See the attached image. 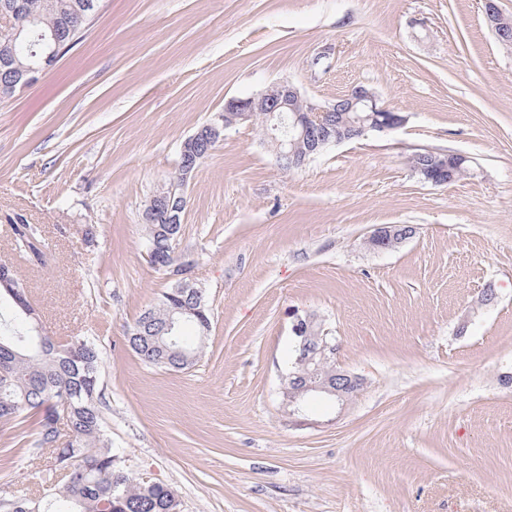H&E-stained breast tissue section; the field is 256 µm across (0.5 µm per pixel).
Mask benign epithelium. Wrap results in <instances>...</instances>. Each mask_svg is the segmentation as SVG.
Returning <instances> with one entry per match:
<instances>
[{
	"label": "benign epithelium",
	"instance_id": "1",
	"mask_svg": "<svg viewBox=\"0 0 512 512\" xmlns=\"http://www.w3.org/2000/svg\"><path fill=\"white\" fill-rule=\"evenodd\" d=\"M484 12L488 25L498 42L512 46V19L503 15L497 0H484ZM41 68H18L10 81L8 90L14 92L34 84ZM350 112H368L371 127L388 133L401 127L406 117L397 110L380 103L376 93L364 86L353 88L330 105H321L304 98L299 89L288 81L272 84L260 93L246 98L232 99L224 106V113L218 120L206 123L199 131L188 137L182 145L187 162L182 168L179 184L163 188L156 196V205L144 211V221L156 224L170 220L175 207L172 200L175 191L185 187L196 171L195 158L203 149L212 147L224 139V132L243 122L252 121L259 115L266 121L263 143L273 152L276 159L288 160L290 166L299 168L309 160V155L334 137L333 144L359 137L367 130L364 121L354 122L348 118ZM467 159L456 153L427 152L423 163L416 170L423 180L433 185H445L456 178L457 171ZM415 228L401 229L398 225L377 227L365 238V244L376 250H391L413 237ZM194 265L193 259L184 255L173 269L177 283L191 289V294L199 296L194 282L188 277ZM316 318L312 315L298 316L292 323L291 332L297 340L296 363L305 366L317 355L335 353V345L323 336L312 337ZM362 379L349 371L338 368L331 378L305 386L301 391L293 389L291 376H283L284 396L289 414L297 417L308 416L307 399L302 393L318 391L327 396L336 407H342L357 396Z\"/></svg>",
	"mask_w": 512,
	"mask_h": 512
}]
</instances>
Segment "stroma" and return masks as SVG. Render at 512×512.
Listing matches in <instances>:
<instances>
[{
  "label": "stroma",
  "instance_id": "35a3bbf8",
  "mask_svg": "<svg viewBox=\"0 0 512 512\" xmlns=\"http://www.w3.org/2000/svg\"><path fill=\"white\" fill-rule=\"evenodd\" d=\"M278 81L323 105L363 86L407 121L290 171L259 124L228 129L186 186L177 246L211 331L190 369L147 365L125 336L171 280L145 201L185 138ZM424 150L469 170L426 183ZM20 219L39 255L15 250ZM392 224L416 233L367 250ZM0 262L50 334L100 345L112 445L182 512H512V47L483 0H104L0 99ZM306 314L364 383L300 422L282 377ZM42 492L35 466L0 460V499Z\"/></svg>",
  "mask_w": 512,
  "mask_h": 512
}]
</instances>
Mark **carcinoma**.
<instances>
[{"label":"carcinoma","instance_id":"1","mask_svg":"<svg viewBox=\"0 0 512 512\" xmlns=\"http://www.w3.org/2000/svg\"><path fill=\"white\" fill-rule=\"evenodd\" d=\"M90 0H0V9L20 5L38 18V27L24 44L10 47L0 35V59L14 56L13 64L29 65L30 52H40L39 35L56 33L70 50L84 35L89 19L80 12ZM160 225H144L146 247L157 245L172 258L175 238L158 232ZM15 248L32 254L39 251V228L33 224L13 225ZM11 278L14 293L0 285V424L33 427L34 439L20 456L33 462L48 455L43 470L50 483L48 494L20 497L9 512H101L107 501L111 512H181V503L171 488L151 479L126 472L122 457L112 448V438L101 411V349L85 336L63 338L34 336L35 321L26 314L31 308L24 281L7 265L0 271ZM185 296L171 287L159 302L145 309L130 328L126 342L140 359L169 371L186 370L203 351L202 320H211L207 307L200 317L191 316L179 326L177 335L164 336L165 349L149 345L141 335L146 313L155 323L167 319L168 311L183 304ZM336 370L334 358H316L308 367L289 366L299 375L298 386L330 377Z\"/></svg>","mask_w":512,"mask_h":512}]
</instances>
